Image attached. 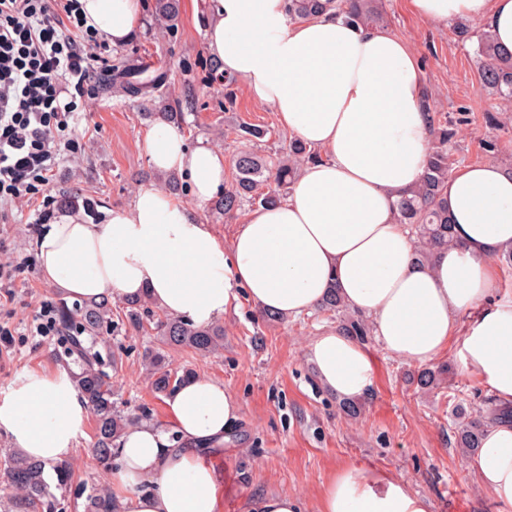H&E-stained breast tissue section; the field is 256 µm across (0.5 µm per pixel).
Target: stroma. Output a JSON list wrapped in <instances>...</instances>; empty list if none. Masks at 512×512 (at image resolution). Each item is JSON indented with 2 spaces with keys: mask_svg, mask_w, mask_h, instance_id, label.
<instances>
[{
  "mask_svg": "<svg viewBox=\"0 0 512 512\" xmlns=\"http://www.w3.org/2000/svg\"><path fill=\"white\" fill-rule=\"evenodd\" d=\"M373 5L381 16L380 28L406 39L418 54L433 112L454 124L456 135L448 146L454 167L494 158L511 168L512 116L479 88L475 34L483 30V22L471 21L474 35L462 40L452 27L414 16L408 0H373ZM180 12L176 38L149 39L139 32L131 41L146 61L168 69L175 82L185 64L207 53V0H180ZM112 53L109 46L99 51L95 101L75 124L74 156L61 163L44 201L15 213L11 223H0V251L35 256L41 225L54 223L65 209L63 195L77 196L88 221L97 224L107 211L129 205L139 184L161 187L167 181V173L151 168L143 149L151 121L104 84L112 73ZM199 101L200 109L188 115L189 127L182 132L189 144L206 140L233 160L251 147L231 131L245 121L266 128L259 142L263 154L273 159L286 155L289 136L272 108L252 101L245 89H238L231 112L223 109L221 85L201 87ZM488 113L498 117L499 127L487 125ZM488 141L495 142V151L485 150ZM10 289V300L0 304V324L13 332L11 346L0 348V390L23 370H49L65 359L64 337L33 332L32 317L41 305L55 306L61 300L54 286L39 272L23 268ZM125 311L124 301L113 300L112 318L119 328L111 340L113 360L105 370L115 400L125 413L166 424L164 398L154 394L143 366V353L156 338L124 325ZM219 323L223 349L201 355L167 346L163 352L172 373L209 376L240 404L241 419L228 433L222 454L206 457L224 483V512H241L243 497L268 490L313 502L323 483L346 463L403 477L432 501L433 512H498L491 495L478 489L465 454L456 446V410L486 414L490 407L486 387L463 374L455 354L436 361L444 372L442 380L436 388L423 390L415 382L418 366L388 357L374 336H367L374 385L360 399V415L351 417L318 381L305 355L310 336L339 327L335 316L315 309L288 321L270 319L242 297ZM94 440L95 427L87 425L70 458L72 479L56 492L66 512H85L87 496L109 484L110 471L98 462Z\"/></svg>",
  "mask_w": 512,
  "mask_h": 512,
  "instance_id": "stroma-1",
  "label": "stroma"
}]
</instances>
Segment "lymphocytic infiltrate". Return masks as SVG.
Wrapping results in <instances>:
<instances>
[{"label":"lymphocytic infiltrate","mask_w":512,"mask_h":512,"mask_svg":"<svg viewBox=\"0 0 512 512\" xmlns=\"http://www.w3.org/2000/svg\"><path fill=\"white\" fill-rule=\"evenodd\" d=\"M103 37L78 0H0V223L53 181L88 111Z\"/></svg>","instance_id":"obj_1"}]
</instances>
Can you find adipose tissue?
I'll return each mask as SVG.
<instances>
[{"instance_id":"1","label":"adipose tissue","mask_w":512,"mask_h":512,"mask_svg":"<svg viewBox=\"0 0 512 512\" xmlns=\"http://www.w3.org/2000/svg\"><path fill=\"white\" fill-rule=\"evenodd\" d=\"M89 26L113 46L139 31L143 0H78ZM207 48L279 126L319 159L305 162L286 198L259 207L224 243L198 210L227 181L223 150L188 145L166 123L143 139L155 170L183 178L186 199L141 184L130 205L100 224L69 210L37 241L41 276L67 299L149 295L164 311L208 325L239 294L262 311L297 318L329 290L365 318L390 357L426 366L455 352L465 374L498 407L512 409V293L496 260L512 247V171L494 160L448 176L457 243L420 261L396 201L425 173L431 149L420 60L407 40L333 13L290 19L285 0H208ZM419 18L445 25L486 21L512 51V0H409ZM306 356L320 383L347 400L373 385L365 344L337 329L310 337ZM171 422L124 431L110 475L120 512H223L224 487L202 447L224 441L240 419L231 392L199 375L165 397ZM90 409L70 366L24 370L0 391V431L45 463L68 460ZM479 488L512 512V420L489 423L468 460ZM242 512H433L404 478L348 463L313 506L296 494L245 498Z\"/></svg>"}]
</instances>
